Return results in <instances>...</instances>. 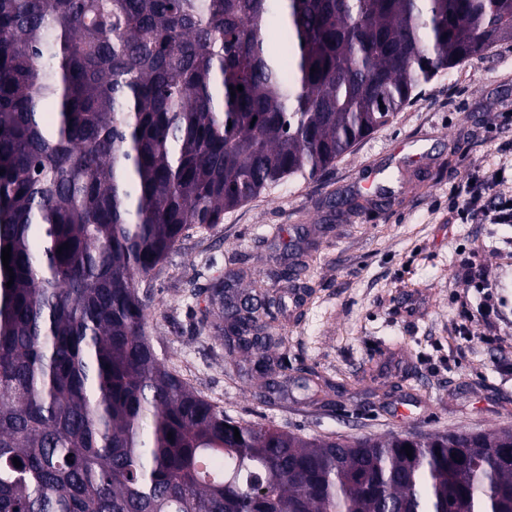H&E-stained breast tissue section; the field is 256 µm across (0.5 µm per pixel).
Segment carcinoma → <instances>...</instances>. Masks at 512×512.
Wrapping results in <instances>:
<instances>
[{"label":"carcinoma","mask_w":512,"mask_h":512,"mask_svg":"<svg viewBox=\"0 0 512 512\" xmlns=\"http://www.w3.org/2000/svg\"><path fill=\"white\" fill-rule=\"evenodd\" d=\"M507 40L512 0H0V512H512L511 429L234 421L158 356L138 289ZM274 303L200 318L272 391Z\"/></svg>","instance_id":"1"}]
</instances>
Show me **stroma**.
Returning a JSON list of instances; mask_svg holds the SVG:
<instances>
[{"instance_id":"35a3bbf8","label":"stroma","mask_w":512,"mask_h":512,"mask_svg":"<svg viewBox=\"0 0 512 512\" xmlns=\"http://www.w3.org/2000/svg\"><path fill=\"white\" fill-rule=\"evenodd\" d=\"M498 172L512 192L510 41L423 85L319 176L268 187L222 224L190 230L139 283L153 298L147 334L171 370L238 421L324 439L512 429V224H453L448 213L453 184ZM298 256L312 292L274 313L288 380L267 396L258 352L227 356L199 318L211 289L242 296L259 275L287 293L279 274ZM470 263L500 310L470 323L480 341L464 350L457 312L479 307ZM316 376L335 384L331 401L298 388ZM407 401L417 409L397 417Z\"/></svg>"}]
</instances>
